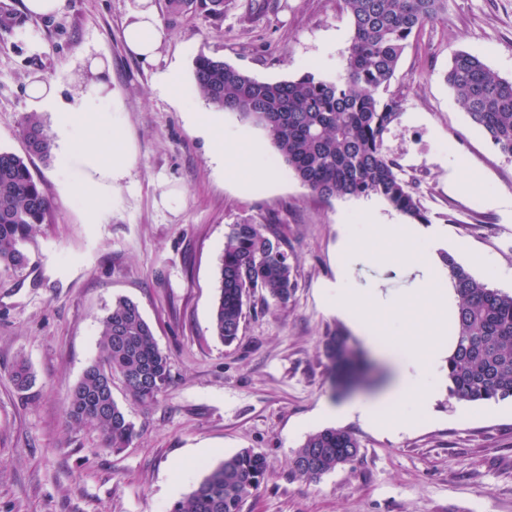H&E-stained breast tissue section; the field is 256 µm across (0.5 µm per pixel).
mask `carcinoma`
<instances>
[{"instance_id":"cac0c4a2","label":"carcinoma","mask_w":512,"mask_h":512,"mask_svg":"<svg viewBox=\"0 0 512 512\" xmlns=\"http://www.w3.org/2000/svg\"><path fill=\"white\" fill-rule=\"evenodd\" d=\"M352 38L343 70L332 80L307 72L294 80L260 81L222 57L197 56L193 77L212 107L233 112L262 127L288 168L312 193L332 198L376 195L413 224L429 219L416 191L397 172L384 135L400 117L399 101L388 91L411 39L443 18L447 0H340ZM171 19L199 13L220 20L224 0H167ZM444 80L471 122L498 150L512 156V78L501 77L479 57L453 54ZM27 153L52 155L53 142L40 115L24 117ZM49 201L25 160L0 150V271L25 268L26 244L45 223ZM287 243L270 224H231L218 269V296L212 329L224 345L238 338L245 300L254 290L279 305L296 288ZM458 293V330L448 358V396L469 403L512 400V293L469 273L451 255L442 256ZM100 357L89 364L67 398L70 422L90 426L102 447L119 451L136 436L134 424L112 399V375L121 376L130 396L156 401L171 384L169 358L158 347L139 306L119 297L100 319ZM323 354L345 376L356 374L351 338L338 330L325 337ZM12 381L24 392L33 384L28 362L18 360ZM360 442L350 431L326 428L308 434L293 452L292 473L319 479L351 464ZM264 457L242 449L224 461L171 512H242L245 502L267 482Z\"/></svg>"}]
</instances>
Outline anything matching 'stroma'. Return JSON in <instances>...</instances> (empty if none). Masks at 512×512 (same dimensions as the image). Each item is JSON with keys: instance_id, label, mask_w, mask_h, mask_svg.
Listing matches in <instances>:
<instances>
[{"instance_id": "obj_1", "label": "stroma", "mask_w": 512, "mask_h": 512, "mask_svg": "<svg viewBox=\"0 0 512 512\" xmlns=\"http://www.w3.org/2000/svg\"><path fill=\"white\" fill-rule=\"evenodd\" d=\"M224 0V17L199 14L163 24L155 63L126 46L136 0H66L48 18L24 0H0V150L26 155L21 124L39 112L54 147L50 161L27 157L50 208L27 243L30 263L0 273V512H171L206 474L241 449L261 453L268 481L243 512H512V400L463 403L439 386L423 406L398 405L407 430L393 433L353 417L340 428L361 444L357 461L317 480L294 477L293 451L327 428L320 409L374 401L393 385L407 346L380 355L356 341L365 363L351 393L336 392L323 355L325 336L351 331L329 301L337 289L382 303L388 335L413 329L419 313L404 296L426 256L448 253L474 277L512 290V156L469 119L442 78L460 50L512 78V0H448L445 18L405 49L389 87L400 118L384 138L398 173L416 190L429 222L408 259L374 257L375 224L404 223L381 205L370 221L358 198L323 200L278 156L259 127L207 104L195 89L193 61L219 56L261 81L342 71L352 37L338 0ZM103 59L104 74L89 72ZM175 69V91L157 72ZM78 105L101 87L100 135L119 136L128 164L120 177L89 167L56 115L28 96L37 80ZM255 154L256 172L221 168L204 126ZM96 183L97 219L79 189ZM272 223L285 237L297 287L287 305L247 300L238 340L214 336L211 315L229 225ZM134 300L170 361L172 382L152 403L112 396L137 435L120 451L100 433L69 424L67 396L100 355L99 320L117 297ZM35 376L15 390L13 364Z\"/></svg>"}]
</instances>
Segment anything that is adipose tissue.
<instances>
[{
    "label": "adipose tissue",
    "instance_id": "adipose-tissue-1",
    "mask_svg": "<svg viewBox=\"0 0 512 512\" xmlns=\"http://www.w3.org/2000/svg\"><path fill=\"white\" fill-rule=\"evenodd\" d=\"M137 2L138 7L124 29V40L132 53L150 63L155 59L162 41L161 25L151 0ZM29 94L32 99L57 113L62 129L78 130L76 146L95 144V151L88 157L89 165L97 167L106 162L116 171L124 166L126 152L120 138L106 142L98 139L97 96H86L80 111L76 112L60 102L46 81L31 84ZM410 299L424 311L425 317L407 335L411 356L402 367L398 387L385 397V402L389 404L399 403L413 393L418 394L423 403H430L433 399L432 384L438 380L444 361L452 350L450 334L456 325L453 308L457 301L453 286L443 284L427 273L417 288L412 289ZM335 306L340 310L354 307L364 341L370 347H377L375 334L380 331L381 325L377 320L378 306L373 299L352 296L349 289L342 288L336 293Z\"/></svg>",
    "mask_w": 512,
    "mask_h": 512
}]
</instances>
